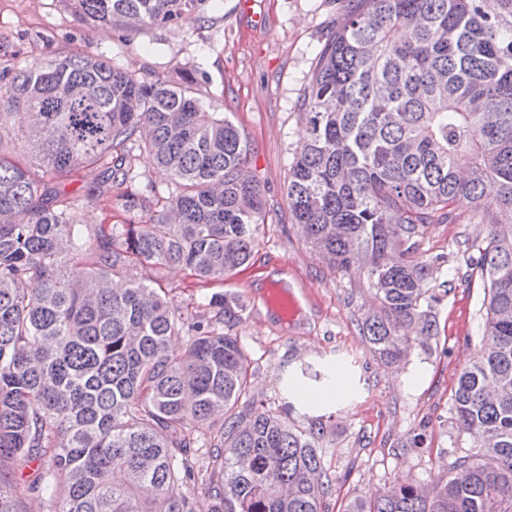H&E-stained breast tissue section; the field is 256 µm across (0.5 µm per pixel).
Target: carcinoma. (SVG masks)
<instances>
[{
    "mask_svg": "<svg viewBox=\"0 0 512 512\" xmlns=\"http://www.w3.org/2000/svg\"><path fill=\"white\" fill-rule=\"evenodd\" d=\"M65 2L81 23L127 29L193 24L205 0ZM301 109L288 210L331 268L362 264L379 309L360 331L380 359L401 363L437 335L431 284L455 267L424 249L428 226L491 227L466 261L486 314L450 409L453 443L475 451L428 488L393 484L339 512H512V0H347ZM15 128L31 162L0 152V461L39 462L47 512H194L198 482L211 512H329L326 426L254 411L238 301L204 294L186 318L131 276L181 265L204 287L253 263L268 212L239 127L200 104L191 78L139 79L61 52L0 82V133ZM136 146L172 195L157 210L151 184L122 196L136 224L73 223L72 173L106 161L86 192L99 199L135 181ZM182 332L190 346L175 354ZM188 413L195 438L178 432ZM193 448L220 467L204 470ZM17 500L0 474V512Z\"/></svg>",
    "mask_w": 512,
    "mask_h": 512,
    "instance_id": "cac0c4a2",
    "label": "carcinoma"
}]
</instances>
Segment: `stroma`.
<instances>
[{"mask_svg": "<svg viewBox=\"0 0 512 512\" xmlns=\"http://www.w3.org/2000/svg\"><path fill=\"white\" fill-rule=\"evenodd\" d=\"M343 17V0H207L193 25L130 31L79 24L64 0H0V72L60 52H91L138 77L176 81L189 73L204 107L228 113L246 136L249 169L265 187L268 228L255 264L223 288L244 306L235 332L250 353L256 400L299 424L309 415L326 419L333 442L324 450V464L336 479L332 512L348 496L374 498L394 483L427 486L447 476L451 396L476 353L484 314L483 285L468 275L466 260L490 233L476 218L429 226L426 249L448 254L459 269L449 284H434L438 333L414 344L406 362L390 365L375 356L360 331L373 307L364 276L324 263L293 224L286 192L288 166L305 130L300 103L319 53ZM133 165L138 180L113 185L108 209L84 197L100 182L101 167L77 170L69 189L84 201L75 221L91 229L135 222L139 213L122 207L126 190L141 191L151 182L161 193L171 192L148 153H136ZM134 274L158 281L181 306L196 291L178 265L140 267ZM274 285L298 299L293 320L264 303ZM330 362L350 369L356 395L312 409L296 396H283L292 373L317 391V375ZM418 433L425 434V447H410Z\"/></svg>", "mask_w": 512, "mask_h": 512, "instance_id": "1", "label": "stroma"}]
</instances>
